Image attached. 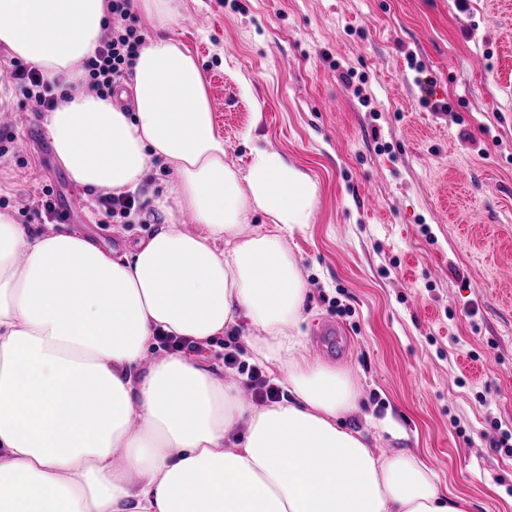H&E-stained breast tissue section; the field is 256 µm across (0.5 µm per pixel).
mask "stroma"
<instances>
[{
	"instance_id": "1",
	"label": "stroma",
	"mask_w": 512,
	"mask_h": 512,
	"mask_svg": "<svg viewBox=\"0 0 512 512\" xmlns=\"http://www.w3.org/2000/svg\"><path fill=\"white\" fill-rule=\"evenodd\" d=\"M169 35L204 75L225 163L265 147L319 188L287 242L308 354L361 392L347 426L417 453L474 512H512V0H182ZM10 61L0 47L5 129L29 147L0 156V211L51 231L32 203L48 186L62 230L116 254L158 231L174 171L147 176L137 221L106 217Z\"/></svg>"
}]
</instances>
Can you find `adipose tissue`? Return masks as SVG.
Masks as SVG:
<instances>
[{
    "instance_id": "1",
    "label": "adipose tissue",
    "mask_w": 512,
    "mask_h": 512,
    "mask_svg": "<svg viewBox=\"0 0 512 512\" xmlns=\"http://www.w3.org/2000/svg\"><path fill=\"white\" fill-rule=\"evenodd\" d=\"M130 11L160 34L130 69L126 111L84 87L106 0H0V45L81 88L48 115L76 184L120 193L154 163L176 173L155 201L164 226L121 256L0 212V512H472L415 454L373 452L345 423L349 372L305 350L286 236L309 224L316 183L264 147L226 164L203 73L167 35L178 0ZM256 212L263 230L243 235ZM240 325L287 400L252 404L185 352L146 359L158 337L204 346Z\"/></svg>"
}]
</instances>
